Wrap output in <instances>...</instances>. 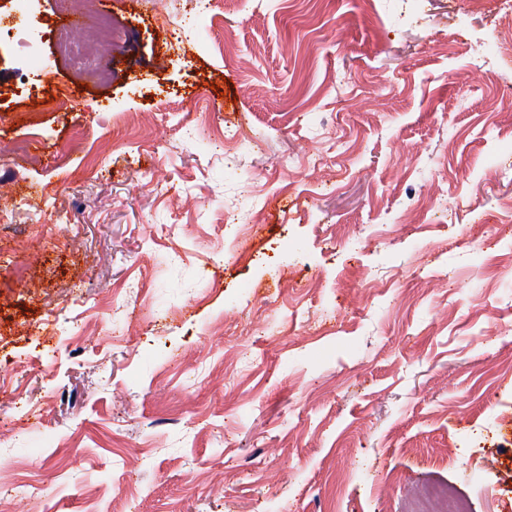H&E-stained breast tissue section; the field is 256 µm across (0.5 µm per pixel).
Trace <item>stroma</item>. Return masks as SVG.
Here are the masks:
<instances>
[{"label":"stroma","mask_w":512,"mask_h":512,"mask_svg":"<svg viewBox=\"0 0 512 512\" xmlns=\"http://www.w3.org/2000/svg\"><path fill=\"white\" fill-rule=\"evenodd\" d=\"M96 5L76 63L34 0L44 77L0 42V512H418L480 470L512 512L497 0ZM501 6V22L488 46H481L472 52V64L486 69L492 77L500 68L503 54L512 50V4L504 0Z\"/></svg>","instance_id":"35a3bbf8"}]
</instances>
